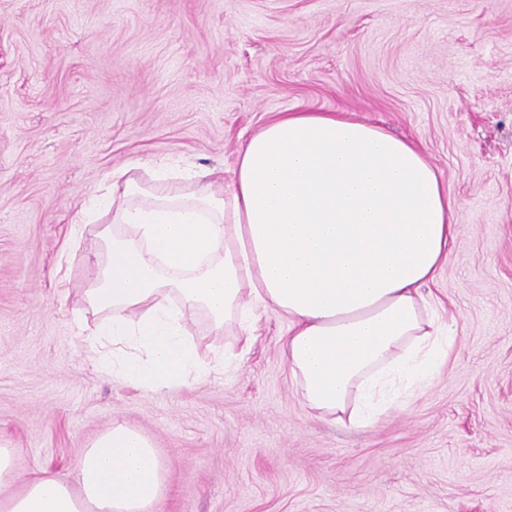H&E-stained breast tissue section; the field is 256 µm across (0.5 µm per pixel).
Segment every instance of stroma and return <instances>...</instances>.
<instances>
[{"mask_svg": "<svg viewBox=\"0 0 512 512\" xmlns=\"http://www.w3.org/2000/svg\"><path fill=\"white\" fill-rule=\"evenodd\" d=\"M283 112L416 143L457 205L424 289L448 362L366 428L302 405L276 311L195 312L209 369L157 391L75 320L81 201L135 161L232 172ZM116 423L168 466L156 512H512V0H0V440L67 478Z\"/></svg>", "mask_w": 512, "mask_h": 512, "instance_id": "35a3bbf8", "label": "stroma"}]
</instances>
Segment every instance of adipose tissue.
I'll return each instance as SVG.
<instances>
[{"mask_svg": "<svg viewBox=\"0 0 512 512\" xmlns=\"http://www.w3.org/2000/svg\"><path fill=\"white\" fill-rule=\"evenodd\" d=\"M144 169L177 189L155 195L126 169L81 208L85 223L111 217L86 304L104 317L112 349L96 359L113 376L153 390L202 372L187 311L241 325L250 298L288 320L301 403L339 422H375L447 361L453 337L423 289L448 257L455 204L413 142L287 112L242 144L231 181L199 183L163 159ZM72 474H22L0 445V512H154L168 484L151 441L124 424L80 448Z\"/></svg>", "mask_w": 512, "mask_h": 512, "instance_id": "ef3b65f1", "label": "adipose tissue"}]
</instances>
